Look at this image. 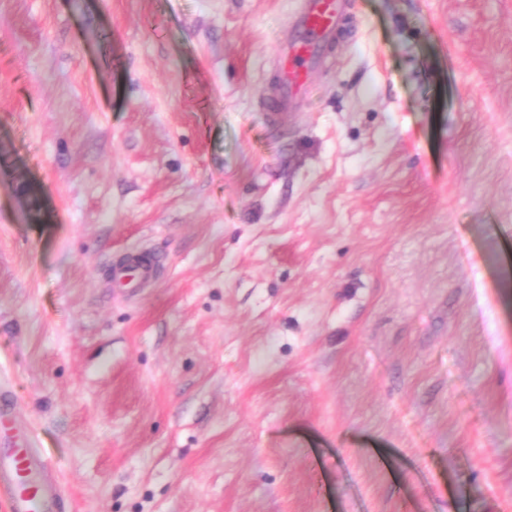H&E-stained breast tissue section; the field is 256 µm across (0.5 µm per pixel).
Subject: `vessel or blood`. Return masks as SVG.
I'll list each match as a JSON object with an SVG mask.
<instances>
[{
  "mask_svg": "<svg viewBox=\"0 0 512 512\" xmlns=\"http://www.w3.org/2000/svg\"><path fill=\"white\" fill-rule=\"evenodd\" d=\"M341 8L340 0H307L295 21L292 39L284 40L278 50L280 79L275 107L287 108L306 94L320 59L319 46L334 38ZM0 484L7 489L0 512H69L47 463L26 439L13 437L0 443Z\"/></svg>",
  "mask_w": 512,
  "mask_h": 512,
  "instance_id": "obj_1",
  "label": "vessel or blood"
}]
</instances>
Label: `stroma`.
Returning <instances> with one entry per match:
<instances>
[{
	"label": "stroma",
	"instance_id": "1",
	"mask_svg": "<svg viewBox=\"0 0 512 512\" xmlns=\"http://www.w3.org/2000/svg\"><path fill=\"white\" fill-rule=\"evenodd\" d=\"M299 3L0 0V383L73 512H512V0H348L278 113Z\"/></svg>",
	"mask_w": 512,
	"mask_h": 512
}]
</instances>
